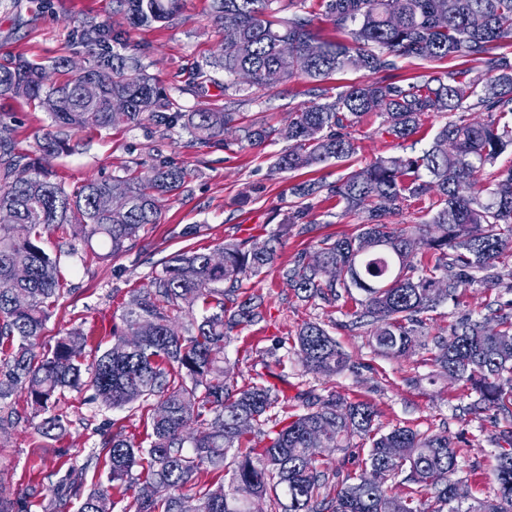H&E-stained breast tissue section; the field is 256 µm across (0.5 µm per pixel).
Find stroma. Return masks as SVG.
<instances>
[{"label":"stroma","mask_w":512,"mask_h":512,"mask_svg":"<svg viewBox=\"0 0 512 512\" xmlns=\"http://www.w3.org/2000/svg\"><path fill=\"white\" fill-rule=\"evenodd\" d=\"M211 5L212 0H185L181 14L170 21L127 31L130 45L143 52L148 73L181 111L227 110L240 113L244 122L278 129L287 125L289 112L313 100L315 91L333 96L345 85L368 79L365 72L352 71L316 89L295 78L244 96L226 94L223 86L215 84L199 93L188 92L190 70L208 68L224 40L223 30L212 19ZM112 21V0H0V60L20 57L47 65L65 58L78 67L96 64L111 55V42L88 46L79 33ZM0 108L9 114L19 149L35 150L51 123L46 110L22 98L6 100ZM446 120V115L429 114L412 141L401 144L382 133L379 117L364 118L349 129L357 146L350 162L323 164L312 175L333 183L348 167H363L381 156L419 154L429 148ZM287 146V140L278 138L250 147L229 133L201 148L187 132L177 129L163 136L146 122L72 132L68 150L47 163L54 180L66 189L94 178L148 173L153 155L159 153L189 177L179 193L164 202L158 223L147 225L118 256H107L106 246L96 242L77 244L76 254L68 255L59 247L61 231L46 237L44 247L59 254L69 289L48 320L46 335L79 328L102 347H110L112 328L120 324L131 291L147 282L165 260L189 248L210 252L229 241L267 238L287 213L297 209L290 187L300 181V174L271 170L276 155ZM302 222L306 232L288 236L278 250V264H289L297 253L313 250L325 236L355 234L361 218L345 212L335 200L319 197L311 200ZM245 287L260 301L263 319L234 329L224 341V356L238 386L259 377L278 389L284 397L279 414L284 423L305 413V398L312 393L324 399L334 395L353 403H371L378 411L375 428L381 433L399 425L421 433L447 434L457 454L451 479L465 503L494 496V445L512 436V418L492 409H472L476 395L470 385L438 375L426 346L448 337L450 325L460 317L484 314L487 307L512 299L511 290L493 284L459 289L456 300L429 313L423 328L424 347L396 357L376 350L373 326L353 325L356 305L349 296L332 304L305 301L275 272L246 281ZM310 321L321 323L336 339L350 358L349 368L332 376L315 374L303 365L296 347H282L283 337L294 336ZM11 403L17 418L0 427V487L10 496H22V512H43L42 498L28 496L27 488L47 484L50 470L70 464L79 451L92 447L96 428H122L132 441L142 444L151 431L149 407L111 409L90 401L88 393L69 392L58 404L66 433L53 440L30 421L26 394L14 395ZM369 445L367 436L356 435L349 447L316 449L314 462L342 480L360 472Z\"/></svg>","instance_id":"stroma-1"}]
</instances>
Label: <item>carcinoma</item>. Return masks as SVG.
I'll use <instances>...</instances> for the list:
<instances>
[{
	"label": "carcinoma",
	"instance_id": "1",
	"mask_svg": "<svg viewBox=\"0 0 512 512\" xmlns=\"http://www.w3.org/2000/svg\"><path fill=\"white\" fill-rule=\"evenodd\" d=\"M184 0H112V14L131 27L149 26L179 15ZM299 9L286 17L282 0H212V16L235 40L223 43L212 71H200L193 83H214L211 72H224V92L242 87L269 89L278 82L305 78L313 83L349 71L370 74L397 68L400 58L427 62L472 57L485 69L461 67L420 81H368L350 85L336 97L316 95L309 105L288 113V141L272 165L279 172H300L332 160L348 161L357 147L351 122L376 113L384 132L406 141L419 132L422 117L464 112L472 107L499 116L512 114V59L492 54L512 41V0H321L343 38H324L313 28L306 0H289ZM88 43L112 38V56L76 75L69 61L55 69L68 73L58 85L44 83L45 67L26 60L0 63V100L25 98L49 110L52 129L37 143L40 157L65 148L63 132L103 129L114 124L112 99L128 100L125 122H152L159 132H188L194 144L208 147L233 129L240 142L258 146L281 130L263 124L236 125L237 112H179L174 100L162 96L147 74L142 55L128 52L125 34L106 25L81 33ZM105 75L109 83L95 100L81 85ZM512 146V127L496 120L466 124L449 120L437 130L431 146L417 156L379 157L353 169L334 184L306 179L291 187L303 201L317 196L336 199L345 210L361 215L351 237L319 241L316 254L339 268L334 280L307 261L305 252L278 270L279 276L306 300H339V289L359 290L357 318L374 326L376 348L400 356L421 346L423 314L452 300L461 288L495 278L493 270L512 248V168L499 174L488 199H483V172ZM28 172L18 182L14 172ZM151 176L126 175L91 179L68 191L18 149L13 129L0 118V403L19 391L30 399L38 430L56 438L64 430L55 413L64 391H90V400L114 408L154 402L146 447L122 431H103L81 466L72 465L56 482L44 505L58 512L59 492L84 496L79 512H115L133 487L132 471L142 468V486L121 512H250L234 492L247 483L262 497L273 494L281 512H424L420 495L431 496L432 512H512V437L497 444L498 489L494 499L462 508L457 485L440 486L434 477L452 472L456 452L446 434H425L393 427L373 435L378 416L369 403L316 400L288 426H278L279 393L261 382L243 388L230 383L224 367V338L233 329L260 320L254 297L243 294L244 282L273 268L277 246L297 227L299 210L287 215L277 233L266 239L227 242L224 260L211 254L183 251L162 263L161 271L133 291L124 306L123 326L112 329L114 343L92 362L84 363L89 336L75 329L43 341L46 322L64 295L59 259L43 248L44 237L69 227L74 241L98 239L109 254L125 251L155 224L164 200L183 188L187 173L163 156L150 165ZM433 199L423 224L395 228L388 218L408 199ZM440 234L434 235L432 231ZM420 245L433 251L434 261H415ZM188 324H176L179 314ZM496 322L498 330L489 329ZM141 341L134 348L119 342L134 324ZM304 366L334 375L348 357L318 323L304 324L296 335ZM432 360L450 378L467 382L477 394L475 409L492 407L512 417V302L478 319L464 317L450 325V337L437 340ZM267 444L244 448L246 433L267 424ZM355 434L371 437L362 473L349 477L331 497L329 487L306 449L322 439L331 448H346ZM237 449L230 486L218 496L202 477L224 467ZM108 466V486L83 494L84 473L99 462ZM405 474L416 486L405 497L383 489L386 477Z\"/></svg>",
	"mask_w": 512,
	"mask_h": 512
}]
</instances>
